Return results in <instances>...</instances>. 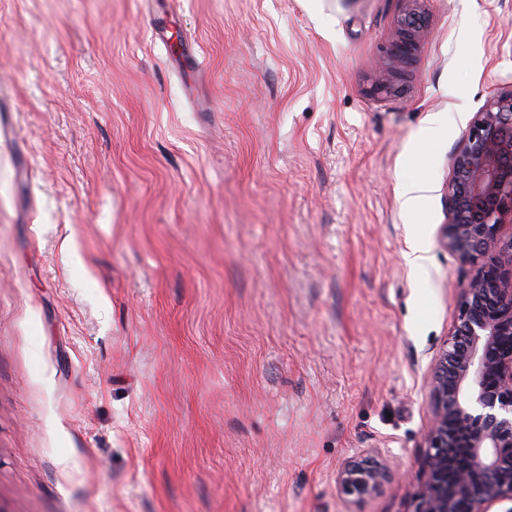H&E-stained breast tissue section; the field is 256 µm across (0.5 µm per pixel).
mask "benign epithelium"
I'll list each match as a JSON object with an SVG mask.
<instances>
[{
	"instance_id": "benign-epithelium-1",
	"label": "benign epithelium",
	"mask_w": 512,
	"mask_h": 512,
	"mask_svg": "<svg viewBox=\"0 0 512 512\" xmlns=\"http://www.w3.org/2000/svg\"><path fill=\"white\" fill-rule=\"evenodd\" d=\"M425 15L414 9L401 19L389 59L376 67L373 90H398V71L416 54ZM451 213L439 243L480 272L461 284L459 315L435 359L428 393L431 417L417 460L420 488L413 512H490L495 502H512V348L491 355L512 336V91L492 97L476 113L452 160L444 186ZM467 448L469 465L448 481L455 448ZM388 464L372 449L337 473L339 492L358 503L380 492Z\"/></svg>"
}]
</instances>
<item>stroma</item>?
<instances>
[{"label": "stroma", "mask_w": 512, "mask_h": 512, "mask_svg": "<svg viewBox=\"0 0 512 512\" xmlns=\"http://www.w3.org/2000/svg\"><path fill=\"white\" fill-rule=\"evenodd\" d=\"M410 7L0 0V512H412L480 271L443 187L512 91V0H425L373 93ZM366 448L392 472L353 505ZM425 25V15L420 9H413L401 19L398 36L392 45L388 62L379 63L373 90L391 94L399 87L396 83L398 71L409 65L416 54L419 35ZM408 250L405 252V259L409 266L416 272L425 271L428 249L422 239L408 237ZM389 473L388 464L369 449L344 465L337 473L336 484L348 502L358 503L379 493Z\"/></svg>", "instance_id": "1"}]
</instances>
